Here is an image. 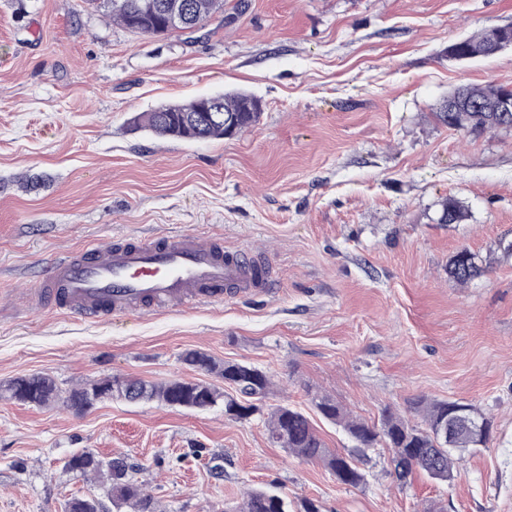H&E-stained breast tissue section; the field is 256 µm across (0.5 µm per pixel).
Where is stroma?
Here are the masks:
<instances>
[{
	"label": "stroma",
	"mask_w": 512,
	"mask_h": 512,
	"mask_svg": "<svg viewBox=\"0 0 512 512\" xmlns=\"http://www.w3.org/2000/svg\"><path fill=\"white\" fill-rule=\"evenodd\" d=\"M512 24V0H224L195 38L131 33L84 0H0V386L62 389L108 376L202 381L199 349L248 362L264 409L332 397L377 421L413 398L473 403L489 447L452 482H393L388 449L358 487L231 419L112 398L77 414L0 398V512H65L99 483L66 469L84 448L121 458L160 512H224L268 488L320 512H512V131L472 137L434 114L458 84L512 86V48L459 60L449 45ZM261 98L232 138L162 139L140 113L202 96ZM452 198L466 221L443 224ZM204 232L247 248L268 289L219 306L89 320L29 306L54 258L117 238ZM489 260L468 286L460 248Z\"/></svg>",
	"instance_id": "obj_1"
}]
</instances>
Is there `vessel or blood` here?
<instances>
[{
  "label": "vessel or blood",
  "mask_w": 512,
  "mask_h": 512,
  "mask_svg": "<svg viewBox=\"0 0 512 512\" xmlns=\"http://www.w3.org/2000/svg\"><path fill=\"white\" fill-rule=\"evenodd\" d=\"M269 282L258 258L227 250L200 233L160 239H113L85 252L56 258L44 271L35 299L83 318L178 311L195 303L265 291Z\"/></svg>",
  "instance_id": "vessel-or-blood-1"
}]
</instances>
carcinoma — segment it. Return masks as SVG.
Returning a JSON list of instances; mask_svg holds the SVG:
<instances>
[{"mask_svg":"<svg viewBox=\"0 0 512 512\" xmlns=\"http://www.w3.org/2000/svg\"><path fill=\"white\" fill-rule=\"evenodd\" d=\"M146 0H87L89 6L104 12L113 22L140 35H154V21L144 13ZM189 6L192 24L205 25L211 16L223 9L224 0H185ZM450 54L459 59L488 57L486 33L465 38L450 48ZM500 87L493 82L466 84L455 88L448 97L462 99L467 111L458 113V119L481 135L500 130L512 124V115L505 119L494 111L492 100ZM218 103L211 106L213 119L202 116L204 106L198 97L185 103L160 105L144 112L134 120L137 129H144L163 138L209 141L226 138L224 115L237 119V132L254 125L262 112L259 98L245 94H219ZM467 212L455 199L442 204L440 220L445 224L461 223ZM487 271L486 259L464 247L457 251L448 264V276L460 285H467ZM181 360L187 366L206 374H213L224 384L235 389L238 397L231 398L211 383L188 382L180 379L155 382L127 379L118 376L92 380L83 385L62 391L55 380L46 374L23 375L11 380L3 389L10 399L34 405L47 406L62 402L76 412H85L108 397L115 396L114 389L122 387L139 400L164 403L197 411H207L224 404V415L236 420H247L261 411L260 403L270 392L269 376L259 368L241 362L218 361L198 351L185 352ZM313 403L322 417L340 427L352 442L347 453L333 452L316 432L309 417L297 407L285 403L271 408L266 419L269 440L292 456L309 462H321L344 485L356 487L365 482L359 462L366 453L382 445L400 457L401 470L397 472L404 484L418 470L438 481L454 479L456 455L454 450L487 448L491 442L493 424L476 405L449 400H427L418 397L411 408L422 416V424L411 425L400 414L389 408L381 412L378 423H369L352 417L335 400L327 395H315ZM469 410L486 428V434L473 437L464 427H459L451 445L439 441V429L448 421L457 407ZM65 467L81 475L94 474L106 478L104 493L112 499L117 509L131 512H157L152 497L143 492L141 484L128 473L125 462L119 458L104 461L91 449H84L68 458ZM68 512H103L96 496L73 497L67 503ZM224 512H290L288 501L281 495L255 489L234 507H224Z\"/></svg>","mask_w":512,"mask_h":512,"instance_id":"1","label":"carcinoma"}]
</instances>
